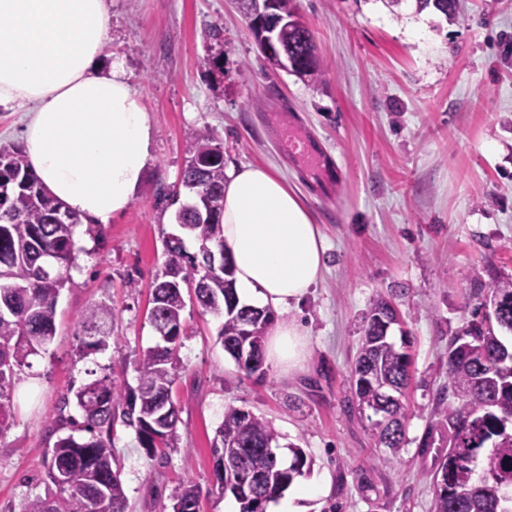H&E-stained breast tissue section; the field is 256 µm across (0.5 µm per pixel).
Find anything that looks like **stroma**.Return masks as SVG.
Listing matches in <instances>:
<instances>
[{
	"instance_id": "1",
	"label": "stroma",
	"mask_w": 512,
	"mask_h": 512,
	"mask_svg": "<svg viewBox=\"0 0 512 512\" xmlns=\"http://www.w3.org/2000/svg\"><path fill=\"white\" fill-rule=\"evenodd\" d=\"M109 59L121 60L154 129L146 182L122 216L86 225L57 304L56 333L14 379L13 416L0 431V512L47 492L45 458L62 437L84 438L73 396L108 374L136 384V362L160 337L151 284L166 246L200 242L175 215L190 156L188 129L224 140L226 165L272 166L310 211L328 246L322 279L285 320L307 334L300 368L246 374L217 340L221 318L188 305L172 396L176 445L148 458L134 429L116 426L126 512H160L183 480L201 512H239L211 490L213 440L227 405L271 422L277 454L311 461L305 482L327 491L307 512H433L440 450L419 442L448 383V338L468 316L475 278L512 274V0H459L451 22L412 0H296L328 67L313 84L272 70L234 0H107ZM305 133L327 169H306L279 147ZM395 306L393 340L408 338L407 443L377 447L350 389L362 318L372 298ZM116 314L106 347L88 348L90 306ZM70 422L59 425L58 415Z\"/></svg>"
}]
</instances>
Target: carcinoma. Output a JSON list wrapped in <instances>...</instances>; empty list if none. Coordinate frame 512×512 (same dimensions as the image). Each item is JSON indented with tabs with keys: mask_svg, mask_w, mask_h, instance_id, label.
<instances>
[{
	"mask_svg": "<svg viewBox=\"0 0 512 512\" xmlns=\"http://www.w3.org/2000/svg\"><path fill=\"white\" fill-rule=\"evenodd\" d=\"M417 11L434 8L448 20L459 17L457 0H415ZM277 42L288 46L293 63L315 83L327 66L305 60L315 49L310 30L301 34L284 27ZM185 138L193 156L180 186L191 194L176 220L200 241L199 252H186L181 242L168 245L162 279L154 281L152 304L157 330L176 331L179 340L142 352L136 363L137 385L109 376L85 384L76 394L83 410V442L59 438L47 455V477L54 490L27 499L20 512H125L120 471L113 468L112 430L116 421L135 429L148 457L173 443L178 406L172 398L182 362L180 337L185 333L184 290L196 279L205 288L196 293L204 311L224 318L218 341L238 368L248 375L262 370L265 332L274 314L238 306L233 269L224 265L220 216L224 201V144L208 127L191 128ZM79 215L62 207L29 169L17 147L0 146V430L9 425L13 398L11 381L28 358L46 349L55 333L56 305L66 285L65 273L75 264L73 227ZM480 300L475 318L448 337V394L438 398L431 424L420 447L431 445L433 431L451 434L448 453L434 471V512H512V344L499 331L512 334V276L501 275L473 289ZM390 306L375 299L363 326L357 357L351 367L352 386L360 413L377 432L378 444L398 454L405 445L407 411L402 402L407 387L410 354L388 336ZM114 312L105 304L90 307L82 327L98 332L90 347L107 345ZM479 345L485 359L475 361L461 349ZM160 436L153 442L151 434ZM270 423L248 410L228 405L213 445L214 459H224L223 481L215 485L230 494L239 512H266L305 474L307 458L291 449L285 465L273 443ZM201 491L184 481L172 497L181 512H200Z\"/></svg>",
	"mask_w": 512,
	"mask_h": 512,
	"instance_id": "1",
	"label": "carcinoma"
}]
</instances>
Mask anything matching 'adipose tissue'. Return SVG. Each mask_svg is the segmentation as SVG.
Here are the masks:
<instances>
[{
	"instance_id": "adipose-tissue-1",
	"label": "adipose tissue",
	"mask_w": 512,
	"mask_h": 512,
	"mask_svg": "<svg viewBox=\"0 0 512 512\" xmlns=\"http://www.w3.org/2000/svg\"><path fill=\"white\" fill-rule=\"evenodd\" d=\"M107 0H0V111L27 115L24 155L50 194L105 224L124 213L145 178L148 110L123 66L100 73ZM222 243L239 298L285 310L320 279L327 244L298 194L263 164L226 169ZM306 341L288 321L266 333L267 362L289 373Z\"/></svg>"
}]
</instances>
